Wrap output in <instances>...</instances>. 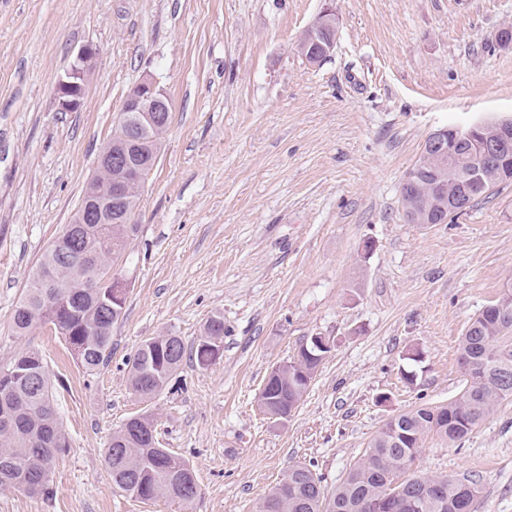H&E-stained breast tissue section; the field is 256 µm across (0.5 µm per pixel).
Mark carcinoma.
I'll return each instance as SVG.
<instances>
[{
  "instance_id": "cac0c4a2",
  "label": "carcinoma",
  "mask_w": 512,
  "mask_h": 512,
  "mask_svg": "<svg viewBox=\"0 0 512 512\" xmlns=\"http://www.w3.org/2000/svg\"><path fill=\"white\" fill-rule=\"evenodd\" d=\"M166 112L142 136L139 156L144 162L158 157L169 124ZM478 162L459 147L447 164L433 163L422 174L415 192L429 195L435 189L452 198L462 192L460 174L476 170ZM484 170L467 187L470 202L488 197L489 187L509 185L512 178L490 177ZM126 175V160L112 157L86 195H103L113 181ZM144 182L127 179L122 211L123 221L106 207L89 215L79 210L72 222L46 250L29 276L26 295L12 317V329L26 335L34 326L47 327L62 338L76 363L87 372L105 366L112 355V327L124 316V308L112 309V289L92 287L93 279L107 278L127 245L138 232L135 210ZM54 278L44 279L45 269ZM56 299V310L46 309V297ZM224 339V317L206 321L194 348L201 366L211 364L204 347L207 340ZM512 303L476 319L458 344L459 362L470 378L463 393L446 405H421L391 417L374 437L369 451L356 461L331 494L322 478L305 463L288 467L278 487L257 502L254 512H457L462 500L475 501L476 482L446 476H425L410 472L428 434L448 441L465 439L505 399L512 396ZM185 345L178 336L145 339L129 361V386L141 402L152 401L182 364ZM320 362L308 359L303 350L286 362L278 376L265 380L258 407L271 419L284 420L297 407ZM10 372L7 386L0 387V485L17 487L33 496L54 495L52 475L59 457L69 448L54 402L47 365L33 349L22 350L0 363ZM153 416L144 412L112 435L105 466L112 486L130 498L154 501L159 498L192 502L198 493L193 467L185 459L150 436ZM440 483L442 496L430 497L426 487Z\"/></svg>"
}]
</instances>
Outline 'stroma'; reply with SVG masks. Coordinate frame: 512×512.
<instances>
[{
    "instance_id": "stroma-1",
    "label": "stroma",
    "mask_w": 512,
    "mask_h": 512,
    "mask_svg": "<svg viewBox=\"0 0 512 512\" xmlns=\"http://www.w3.org/2000/svg\"><path fill=\"white\" fill-rule=\"evenodd\" d=\"M322 5L0 0V361L40 352L70 443L53 498L0 485V512H253L289 465L335 487L390 417L463 392L459 340L512 291V185L446 224L409 223L401 186L435 129L512 116V47L498 42L512 0H334L336 47L312 65L297 42ZM86 44L82 104L59 111L57 81ZM146 75L171 122L114 264L129 287L112 357L88 374L54 334L15 335L11 316ZM216 314L222 357L185 356L141 402L128 362L142 341L196 345ZM317 333L335 348L288 420L266 418L265 376ZM144 409L195 470L191 504L112 487V435ZM412 470L471 477L477 512H512V399L462 443L425 437Z\"/></svg>"
}]
</instances>
